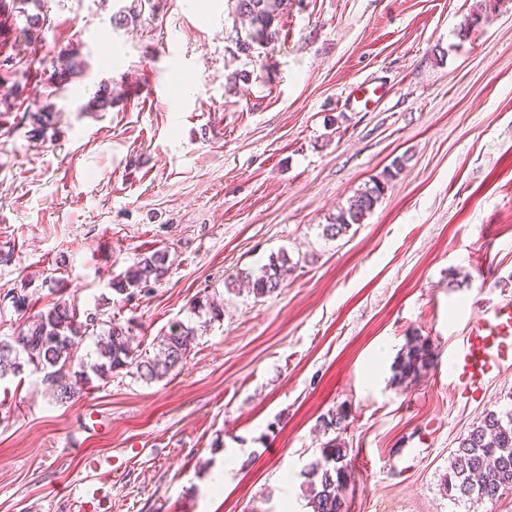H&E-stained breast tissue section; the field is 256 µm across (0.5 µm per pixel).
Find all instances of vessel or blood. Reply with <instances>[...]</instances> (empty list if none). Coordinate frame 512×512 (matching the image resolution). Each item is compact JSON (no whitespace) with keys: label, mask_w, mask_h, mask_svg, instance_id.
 I'll use <instances>...</instances> for the list:
<instances>
[{"label":"vessel or blood","mask_w":512,"mask_h":512,"mask_svg":"<svg viewBox=\"0 0 512 512\" xmlns=\"http://www.w3.org/2000/svg\"><path fill=\"white\" fill-rule=\"evenodd\" d=\"M449 383L458 400L482 402L492 380L512 367V300L494 304L448 352Z\"/></svg>","instance_id":"1"}]
</instances>
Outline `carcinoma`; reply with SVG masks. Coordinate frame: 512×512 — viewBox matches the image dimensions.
<instances>
[{
	"label": "carcinoma",
	"mask_w": 512,
	"mask_h": 512,
	"mask_svg": "<svg viewBox=\"0 0 512 512\" xmlns=\"http://www.w3.org/2000/svg\"><path fill=\"white\" fill-rule=\"evenodd\" d=\"M233 11L248 22L247 39L237 42L239 50L250 52L253 45H268L277 39L279 29L275 21L283 11V0H234ZM26 24L15 36L10 29L0 26L3 39L22 38L35 47L46 18L39 13L25 16ZM82 73L81 62L72 56L61 59L53 75L64 87ZM388 171L383 180L356 193L348 207L340 210L334 222L323 227V235L334 239L347 232L349 226L361 223L371 212L396 177V170ZM290 271L286 254L269 259L258 272H242L240 277L251 286V293L265 298L276 292ZM167 272L166 254L155 251L139 256L123 274L112 280V289L129 300L142 292L150 282L159 280ZM20 315L18 324L9 336H0V379L20 375L25 370L40 373L52 384L56 398L67 402L80 393L78 385H89L93 379L107 380L123 371L134 372L146 383L159 382L174 372L181 371L197 345L199 332L224 318V308L208 297L197 299L192 313L200 318L199 326L183 322L173 324L158 337V351L149 355L133 345L132 326L115 320L104 321L99 314H80L66 301H55L33 310V294L28 288H12L3 296ZM95 336L96 360L75 362L76 352L83 341ZM430 363V349L426 341L415 336L406 345V351L394 366L393 381L402 383ZM302 487L312 512H347L344 495L351 477L349 448L339 437L324 443L321 453L306 467ZM443 489L454 502L493 500L500 491L512 489V409L490 411L459 441L451 456Z\"/></svg>",
	"instance_id": "carcinoma-1"
}]
</instances>
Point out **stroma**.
Listing matches in <instances>:
<instances>
[{"label": "stroma", "instance_id": "stroma-1", "mask_svg": "<svg viewBox=\"0 0 512 512\" xmlns=\"http://www.w3.org/2000/svg\"><path fill=\"white\" fill-rule=\"evenodd\" d=\"M43 0L42 55L19 43L0 73V297L132 323L141 350L208 295L224 319L183 370L121 373L57 401L41 374L0 380V512H79L88 460L106 512H310L299 475L346 411L348 512H512L453 503L441 483L460 438L512 408V368L482 403L458 402L448 350L512 299V0H288L278 38L238 53L230 0ZM77 55L65 88L53 63ZM382 84L368 108L347 96ZM116 96L87 111L100 85ZM147 84L163 88L145 97ZM49 112L40 138L24 114ZM403 168L363 223L323 227L393 162ZM165 252L149 294L111 288ZM287 253L257 299L224 285ZM431 363L404 384L410 337ZM224 488L210 494L216 466Z\"/></svg>", "mask_w": 512, "mask_h": 512}]
</instances>
